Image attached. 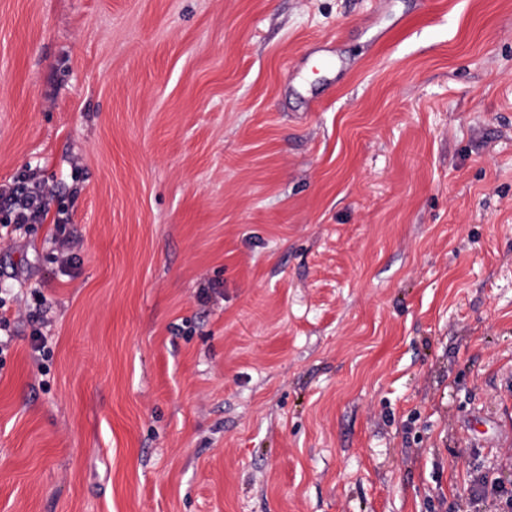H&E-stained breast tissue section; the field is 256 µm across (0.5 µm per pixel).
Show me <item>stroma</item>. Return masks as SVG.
Returning a JSON list of instances; mask_svg holds the SVG:
<instances>
[{"label": "stroma", "mask_w": 512, "mask_h": 512, "mask_svg": "<svg viewBox=\"0 0 512 512\" xmlns=\"http://www.w3.org/2000/svg\"><path fill=\"white\" fill-rule=\"evenodd\" d=\"M22 177L0 512L512 491V0H0ZM4 199L9 212L6 217L9 222L17 224L18 228L30 221L43 220L47 216L49 202L45 187L22 186L12 189L8 194H0V207Z\"/></svg>", "instance_id": "35a3bbf8"}]
</instances>
